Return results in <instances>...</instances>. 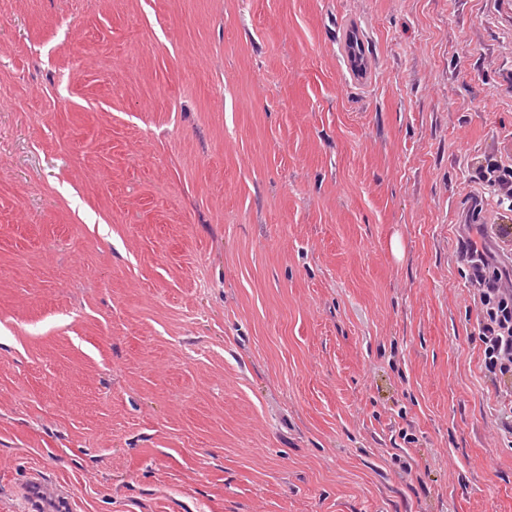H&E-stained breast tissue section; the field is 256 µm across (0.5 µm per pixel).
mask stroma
<instances>
[{"mask_svg": "<svg viewBox=\"0 0 512 512\" xmlns=\"http://www.w3.org/2000/svg\"><path fill=\"white\" fill-rule=\"evenodd\" d=\"M510 165L512 0H0V512H512ZM360 44L362 39L360 32L352 22H347L344 26V49L351 55L352 66H350V75L355 80L364 81L368 78L367 63L360 53ZM458 260L475 286L478 339L485 372L492 380L512 379V263L499 260L486 246V224H462Z\"/></svg>", "mask_w": 512, "mask_h": 512, "instance_id": "1", "label": "stroma"}]
</instances>
